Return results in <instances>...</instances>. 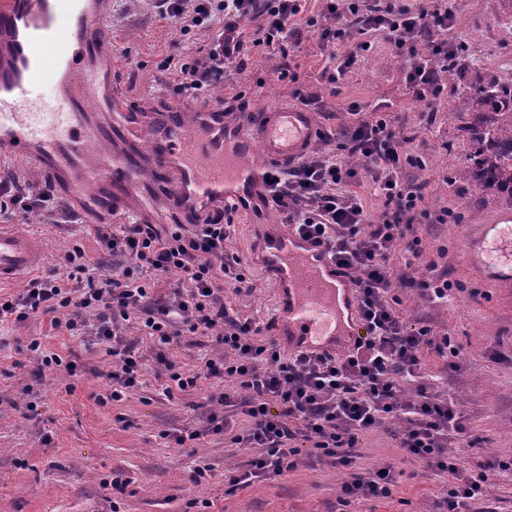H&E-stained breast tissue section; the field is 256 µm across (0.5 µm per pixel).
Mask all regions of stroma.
Instances as JSON below:
<instances>
[{
  "mask_svg": "<svg viewBox=\"0 0 512 512\" xmlns=\"http://www.w3.org/2000/svg\"><path fill=\"white\" fill-rule=\"evenodd\" d=\"M449 3L457 18L454 34L481 68L495 70L512 62V30L506 27L511 16L504 0H495L489 9L471 0ZM105 24L112 32L117 91L133 112L232 111L241 91L250 111L257 112L294 103L300 89L316 94L311 110L322 132L334 138L353 120L350 103L389 112L396 131L409 136V150L422 160L421 166L407 168V179L423 184L430 208L448 211L447 223L420 225L421 256L410 273L419 276L433 262L461 286L447 303L433 308L420 306L413 289L398 288L401 308L410 318H425L448 333L462 354L459 369L452 372L433 354L425 365L429 374L447 376L449 394L465 410L473 434L485 440L483 447L465 449V456L474 463L512 457V285L490 282L466 255L469 242L500 208L454 177L465 165L470 145L460 123L448 119L458 105L453 95H444L432 119H425L423 103L405 88L404 60L379 35L335 84H328L322 72L331 64L329 56L305 31L300 41L288 44L294 80L276 81L271 71L278 56L254 48L243 70L232 71L223 85L193 100L174 92V73L162 61L170 54L195 55L206 44L207 31L180 32L177 24L154 13L149 0H112ZM249 207V212L233 213L234 230L224 243L227 252L246 260L254 225L282 220L260 202L250 201ZM13 225L39 242L43 259L38 274L58 268L65 251L76 245L90 257L98 255L94 226L83 220L54 224L44 212L33 211ZM247 277L250 287L226 290L224 301L269 326L273 286L257 266L250 264ZM33 336L40 338L44 351L74 361L75 375L38 372L26 351ZM111 368L98 348L53 328L49 317L0 324V512H437L441 480L419 476L415 465L400 463L394 440L382 432L367 437L357 465L366 471L401 466L389 498L340 504L344 472L305 454L286 477L227 492L225 469L244 460L238 449L220 436L201 438L193 448L176 447L170 439L172 433L202 427L217 408L209 397L223 391V380L205 379L196 390L169 397L164 393L166 376L149 360L139 388L114 401ZM34 396L39 399L36 411L23 413ZM203 465L210 466L209 477L192 484V470ZM116 470L133 479L121 493L105 485Z\"/></svg>",
  "mask_w": 512,
  "mask_h": 512,
  "instance_id": "35a3bbf8",
  "label": "stroma"
}]
</instances>
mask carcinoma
<instances>
[{
    "label": "carcinoma",
    "mask_w": 512,
    "mask_h": 512,
    "mask_svg": "<svg viewBox=\"0 0 512 512\" xmlns=\"http://www.w3.org/2000/svg\"><path fill=\"white\" fill-rule=\"evenodd\" d=\"M448 83L469 101L466 131L474 151L459 177L497 202L512 206V125L498 123L501 108L512 106V63L496 73L472 67L448 68Z\"/></svg>",
    "instance_id": "obj_1"
}]
</instances>
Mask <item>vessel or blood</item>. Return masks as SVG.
Here are the masks:
<instances>
[{
	"instance_id": "b4317fda",
	"label": "vessel or blood",
	"mask_w": 512,
	"mask_h": 512,
	"mask_svg": "<svg viewBox=\"0 0 512 512\" xmlns=\"http://www.w3.org/2000/svg\"><path fill=\"white\" fill-rule=\"evenodd\" d=\"M106 0H0V157H10L52 181L89 221H138L128 209L132 185L164 183L179 213L204 215L242 205L264 193L263 177L302 159L317 138L307 108L278 106L227 119L191 112L174 122L142 125L114 89L112 33ZM56 75L52 107H45L41 75ZM495 235L480 231L471 263L496 283L512 282V212L494 220ZM253 261L274 286L272 333L289 353L320 352L356 336L357 319L338 323V302L356 310L355 288L337 290V267L323 248L273 224L254 227ZM38 241L0 225V285L40 265Z\"/></svg>"
}]
</instances>
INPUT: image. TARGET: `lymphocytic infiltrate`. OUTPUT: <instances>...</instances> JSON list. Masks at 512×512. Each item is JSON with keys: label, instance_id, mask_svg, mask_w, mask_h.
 Listing matches in <instances>:
<instances>
[{"label": "lymphocytic infiltrate", "instance_id": "f902f5d3", "mask_svg": "<svg viewBox=\"0 0 512 512\" xmlns=\"http://www.w3.org/2000/svg\"><path fill=\"white\" fill-rule=\"evenodd\" d=\"M322 9L307 15V0H153L160 18L181 31L204 29L210 40L201 55L175 64V89L197 96L221 85L230 64L242 61L249 49L284 53L305 20L323 49L344 37L341 21L350 17L358 35L338 65L326 68L327 83L368 50L372 36L383 34L404 58V81L412 97L433 107L448 89V66L462 47L453 34L455 13L448 0H321ZM356 121L338 149L314 147L296 165L268 174L265 207L278 211L287 226L324 246L355 288L361 332L341 357L328 354L282 355L274 342H261L260 326L240 318L224 302V290H241L247 278L242 258L226 252L231 233V208L224 207L192 224L159 230L153 224L96 226L99 253L115 257L110 267L91 262L76 246L65 255L66 276H35L15 296H0V323L22 324L38 313L69 335L102 346L112 359V399L138 388L142 356L125 338L127 323L149 336L151 358L164 367L177 390L186 392L202 378L231 382L219 394L204 430L173 435L177 446L203 434H224L249 458L243 467L226 471L229 488L254 480L287 476L302 450L320 462L346 472L342 502L386 499L396 481L393 467L367 472L356 469L358 450L366 435L391 432L402 461L423 468L428 477L448 486L441 498L443 512H461L465 504L486 507L488 489L512 476V460L472 465L452 449L461 440L475 447L464 410L445 383L424 371L426 353L448 358L456 369L460 351L448 334L416 325L399 309L391 260L398 245L418 256L419 224L445 223L424 204L422 185L404 179L416 159L408 138L392 126L387 113L363 112L352 106ZM358 157L348 167L339 152ZM374 183L383 198L379 215L370 216L351 187L361 179ZM35 210L56 213L49 188H36L20 175L0 176V222ZM178 274L176 287L157 299L148 275ZM176 336H210L217 354L205 357L195 375L176 370L165 348ZM242 414L245 425L234 416Z\"/></svg>", "mask_w": 512, "mask_h": 512}]
</instances>
